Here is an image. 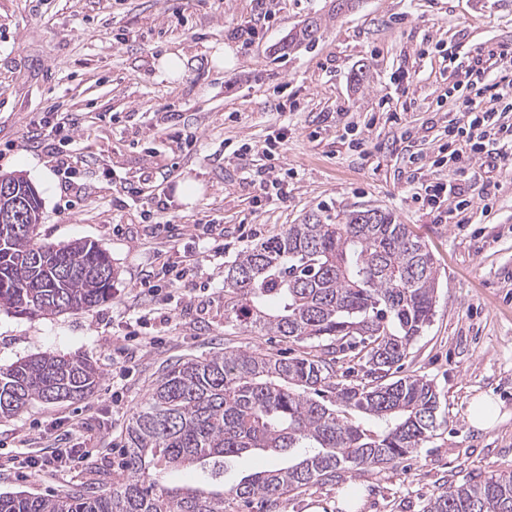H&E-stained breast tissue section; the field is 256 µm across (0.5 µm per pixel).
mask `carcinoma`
I'll return each mask as SVG.
<instances>
[{"instance_id": "obj_1", "label": "carcinoma", "mask_w": 512, "mask_h": 512, "mask_svg": "<svg viewBox=\"0 0 512 512\" xmlns=\"http://www.w3.org/2000/svg\"><path fill=\"white\" fill-rule=\"evenodd\" d=\"M319 30L308 21L281 50L314 44ZM2 181L13 185L24 220L0 225V308L55 315L108 300L115 269L106 250L83 239L38 242L36 189L20 176ZM436 288L433 255L391 214L350 210L336 224L305 216L224 263V322L310 351H226L169 367L128 420L123 481L101 494H0V512H227L229 500L255 499L272 512L291 491L403 459L441 426L431 381L389 379L429 327ZM355 349L367 377L360 384L336 369ZM100 378L80 356L18 360L0 368V417L32 401L85 400ZM255 454L272 465L224 489L228 466ZM180 467L201 470L204 484H159L158 473ZM425 510L512 512V472L450 486Z\"/></svg>"}]
</instances>
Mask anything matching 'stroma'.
<instances>
[{
    "label": "stroma",
    "mask_w": 512,
    "mask_h": 512,
    "mask_svg": "<svg viewBox=\"0 0 512 512\" xmlns=\"http://www.w3.org/2000/svg\"><path fill=\"white\" fill-rule=\"evenodd\" d=\"M331 0H277L276 21L243 48L237 31L258 0H0V175L31 180L42 199V243L89 239L112 257L106 302L78 312L19 316L0 309V367L44 352L91 359L101 379L82 401L31 403L0 419V494L104 490L118 477L126 424L153 380L176 360L231 349L288 351V344L224 324V261L317 213L336 218L377 208L409 225L439 268L435 312L399 376L431 380L447 419L408 460L344 474L283 497L279 512H423L448 486L512 471V151L491 146L459 177L471 205L453 223L447 207L422 209L408 161L422 154L425 178L449 124L465 113L443 100L447 54L512 44V0H357L331 15ZM321 20L313 46L286 53L290 30ZM186 60L181 78L157 69ZM413 72L396 86L397 69ZM390 100L402 114L392 125ZM291 101L293 110L280 111ZM79 118L69 148L86 159L85 196L65 208L46 152L32 147L36 123ZM285 134L278 164L287 201L261 199L245 172L264 164L267 141ZM246 141L245 159L225 151ZM161 170L167 207L142 219L143 199L113 198ZM195 185L194 202H183ZM222 219L223 261L149 295L144 275L163 261L208 249L197 224ZM184 226L168 240L163 222ZM141 334L130 345L131 329ZM486 397L496 424L478 430L470 407ZM72 449L63 470L33 469L29 457Z\"/></svg>",
    "instance_id": "obj_1"
}]
</instances>
